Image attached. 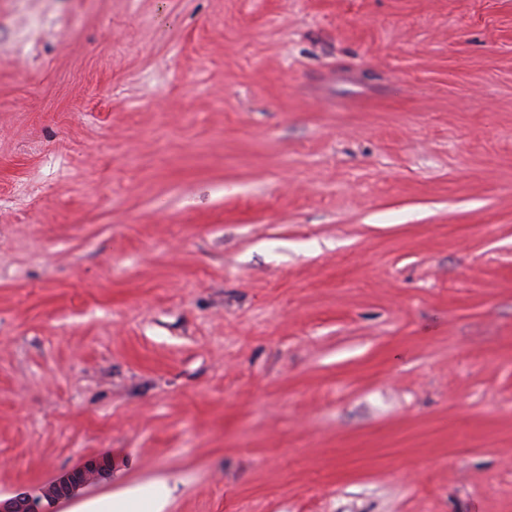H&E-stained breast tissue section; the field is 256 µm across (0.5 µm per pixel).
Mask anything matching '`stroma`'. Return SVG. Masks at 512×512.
Listing matches in <instances>:
<instances>
[{"instance_id": "obj_1", "label": "stroma", "mask_w": 512, "mask_h": 512, "mask_svg": "<svg viewBox=\"0 0 512 512\" xmlns=\"http://www.w3.org/2000/svg\"><path fill=\"white\" fill-rule=\"evenodd\" d=\"M512 512V0H0V496ZM105 470L104 464L98 461H91L83 468L73 471L65 477L50 483L43 490V496L49 502L69 498L79 487L103 478Z\"/></svg>"}]
</instances>
